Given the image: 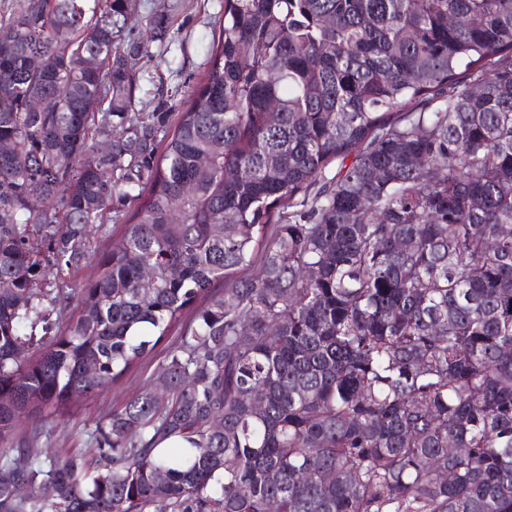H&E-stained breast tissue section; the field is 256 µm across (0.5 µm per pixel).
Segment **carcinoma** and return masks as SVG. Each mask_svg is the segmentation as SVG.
<instances>
[{
    "label": "carcinoma",
    "instance_id": "1",
    "mask_svg": "<svg viewBox=\"0 0 512 512\" xmlns=\"http://www.w3.org/2000/svg\"><path fill=\"white\" fill-rule=\"evenodd\" d=\"M131 9L0 16V512H512V0H224L157 154ZM174 330L93 448L15 439ZM140 203V200H114L112 212L105 215L102 224H96L92 229L91 243L93 250L102 253L110 247L115 228L125 224L126 220L133 216ZM96 273V268L93 264L90 263H81L78 267H61V270L57 273L56 268H52L50 270V281H54L55 277L61 278L66 281L70 288H79L82 284L92 279ZM57 280V277H56Z\"/></svg>",
    "mask_w": 512,
    "mask_h": 512
}]
</instances>
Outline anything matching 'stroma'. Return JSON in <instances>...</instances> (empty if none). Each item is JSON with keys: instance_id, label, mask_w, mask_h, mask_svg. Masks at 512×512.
Segmentation results:
<instances>
[{"instance_id": "obj_1", "label": "stroma", "mask_w": 512, "mask_h": 512, "mask_svg": "<svg viewBox=\"0 0 512 512\" xmlns=\"http://www.w3.org/2000/svg\"><path fill=\"white\" fill-rule=\"evenodd\" d=\"M224 18V0H180L163 34L150 43L135 93L136 112L164 113L167 127H174L188 95L197 88L209 64ZM173 339L161 341L143 365L122 384L105 389L96 397L70 407L58 416L42 420L53 435L48 448L58 451L87 447L96 423L112 408L122 405L149 382L158 363L173 346Z\"/></svg>"}]
</instances>
